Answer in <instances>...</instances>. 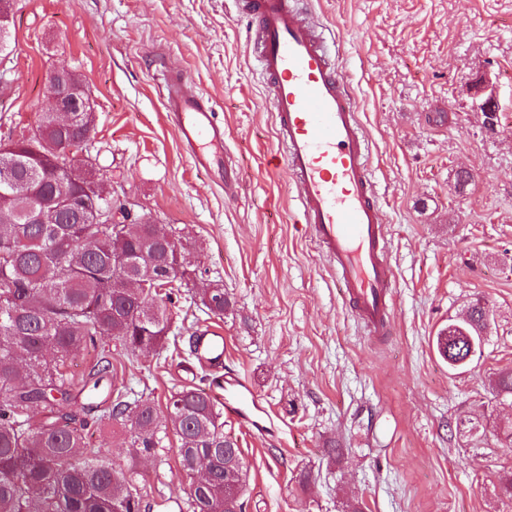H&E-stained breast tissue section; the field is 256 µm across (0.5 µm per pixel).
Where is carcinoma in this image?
Here are the masks:
<instances>
[{
    "label": "carcinoma",
    "mask_w": 512,
    "mask_h": 512,
    "mask_svg": "<svg viewBox=\"0 0 512 512\" xmlns=\"http://www.w3.org/2000/svg\"><path fill=\"white\" fill-rule=\"evenodd\" d=\"M91 131L43 112L31 138L0 148V512H142L136 466L117 468L88 448L83 414L101 395L102 419L130 429L132 457L162 447L170 431L179 438L190 512H244L241 449L208 392L184 387L162 409L101 386L106 366L85 380L66 371L105 335L133 353L159 350L170 327L163 289L188 285L185 271L175 281L148 275L175 261L167 225L131 220L120 204L118 222L97 224L93 206L68 204L103 182L96 160L78 155ZM200 302L223 314L224 287L202 289ZM485 307L473 300L455 325L482 339ZM435 345L449 369L468 367L445 331ZM494 391L512 397V370L498 373Z\"/></svg>",
    "instance_id": "cac0c4a2"
}]
</instances>
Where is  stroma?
Wrapping results in <instances>:
<instances>
[{
  "label": "stroma",
  "mask_w": 512,
  "mask_h": 512,
  "mask_svg": "<svg viewBox=\"0 0 512 512\" xmlns=\"http://www.w3.org/2000/svg\"><path fill=\"white\" fill-rule=\"evenodd\" d=\"M307 2L336 37L370 141L396 276L392 335L363 334L293 185L267 164L279 144L235 0H13L0 140L34 134L47 72L69 65L97 101L84 151L110 196L172 227L192 271L161 349L135 355L102 336L71 371L109 359L129 397L162 404L211 375L190 353L209 326L224 336L225 370L269 409L263 435L224 417L248 473L246 512H512V447L499 437L512 403L489 387L512 368V0ZM170 67L224 124L233 197L193 167L167 121L158 76ZM483 71L500 105L492 130L467 93ZM464 168L473 179L461 188ZM215 283L230 301L221 315L194 300ZM478 297L492 317L484 353L450 374L435 338ZM87 433L115 467L144 474L150 512H185L175 435L136 458L122 426L92 418Z\"/></svg>",
  "instance_id": "obj_1"
}]
</instances>
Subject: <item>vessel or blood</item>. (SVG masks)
<instances>
[{
  "label": "vessel or blood",
  "mask_w": 512,
  "mask_h": 512,
  "mask_svg": "<svg viewBox=\"0 0 512 512\" xmlns=\"http://www.w3.org/2000/svg\"><path fill=\"white\" fill-rule=\"evenodd\" d=\"M242 9L283 149L277 165L295 186L301 216L355 320L372 338L388 335L394 271L359 104L340 76L324 27L297 0H244ZM161 88L167 118L190 161L230 178L224 126L213 107L181 73H164ZM197 356L222 365L223 335L210 327L200 331ZM213 385L227 410L263 430L267 411L246 378L227 372L214 376Z\"/></svg>",
  "instance_id": "b4317fda"
}]
</instances>
